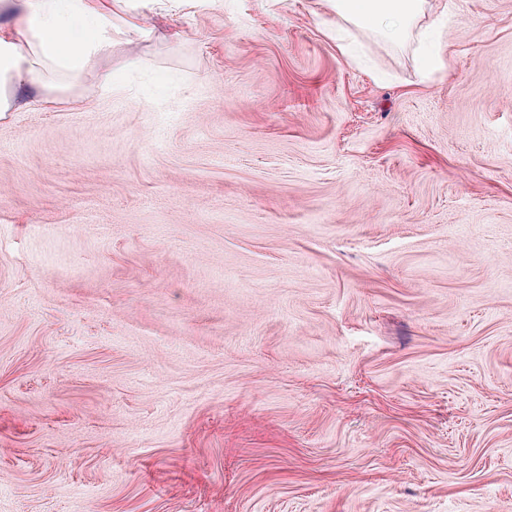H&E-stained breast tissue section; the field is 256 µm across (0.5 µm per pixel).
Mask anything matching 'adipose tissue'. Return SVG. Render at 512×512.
<instances>
[{
	"mask_svg": "<svg viewBox=\"0 0 512 512\" xmlns=\"http://www.w3.org/2000/svg\"><path fill=\"white\" fill-rule=\"evenodd\" d=\"M336 30H370L405 45L449 16L448 0H332ZM0 112L51 104L60 80L112 57V11L103 0H0Z\"/></svg>",
	"mask_w": 512,
	"mask_h": 512,
	"instance_id": "adipose-tissue-1",
	"label": "adipose tissue"
}]
</instances>
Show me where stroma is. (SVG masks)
Returning a JSON list of instances; mask_svg holds the SVG:
<instances>
[{
	"instance_id": "1",
	"label": "stroma",
	"mask_w": 512,
	"mask_h": 512,
	"mask_svg": "<svg viewBox=\"0 0 512 512\" xmlns=\"http://www.w3.org/2000/svg\"><path fill=\"white\" fill-rule=\"evenodd\" d=\"M0 114V512H512V0H124ZM332 4L336 32L343 37L354 27L397 45L410 43L424 28L449 17L447 0H332Z\"/></svg>"
}]
</instances>
